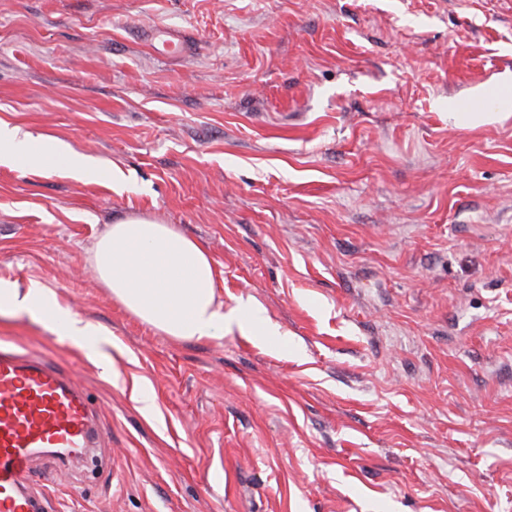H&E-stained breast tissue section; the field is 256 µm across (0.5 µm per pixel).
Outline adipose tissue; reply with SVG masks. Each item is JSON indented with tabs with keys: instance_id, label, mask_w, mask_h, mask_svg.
<instances>
[{
	"instance_id": "ef3b65f1",
	"label": "adipose tissue",
	"mask_w": 512,
	"mask_h": 512,
	"mask_svg": "<svg viewBox=\"0 0 512 512\" xmlns=\"http://www.w3.org/2000/svg\"><path fill=\"white\" fill-rule=\"evenodd\" d=\"M43 167L59 162L71 172L88 175L82 156L56 145L43 148L32 136L0 121V164L17 158ZM97 278L113 300L156 331L183 341H201L239 330L274 335L263 326L251 303L225 309L217 294L214 260L176 225L130 215L110 224L91 247ZM24 310L39 313L57 336L85 341L91 355L103 357L108 333L63 307L39 284L26 290L0 280V313Z\"/></svg>"
}]
</instances>
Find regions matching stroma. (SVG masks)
Wrapping results in <instances>:
<instances>
[{"label":"stroma","instance_id":"obj_1","mask_svg":"<svg viewBox=\"0 0 512 512\" xmlns=\"http://www.w3.org/2000/svg\"><path fill=\"white\" fill-rule=\"evenodd\" d=\"M507 79L512 0H0V120L97 166L0 165V279L104 326L121 373L0 316L103 435L90 475L34 457L41 512H512ZM131 214L199 241L282 349L114 302L90 247Z\"/></svg>","mask_w":512,"mask_h":512}]
</instances>
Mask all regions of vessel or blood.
I'll return each mask as SVG.
<instances>
[{"label":"vessel or blood","mask_w":512,"mask_h":512,"mask_svg":"<svg viewBox=\"0 0 512 512\" xmlns=\"http://www.w3.org/2000/svg\"><path fill=\"white\" fill-rule=\"evenodd\" d=\"M98 445L85 392L41 358L0 351V512H39L26 487L36 451L67 459Z\"/></svg>","instance_id":"obj_1"}]
</instances>
